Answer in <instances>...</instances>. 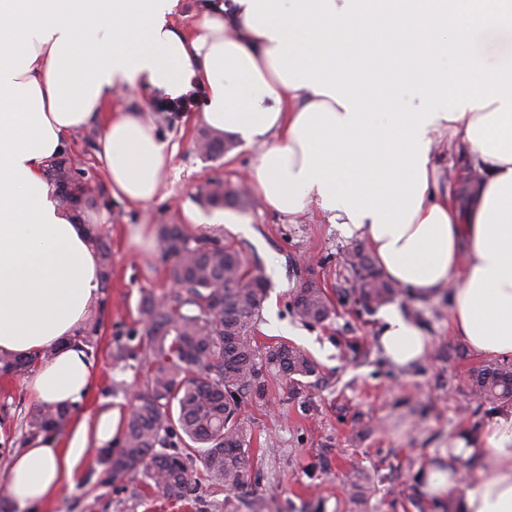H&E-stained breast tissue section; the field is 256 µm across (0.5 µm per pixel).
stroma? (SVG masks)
<instances>
[{
  "instance_id": "obj_1",
  "label": "stroma",
  "mask_w": 512,
  "mask_h": 512,
  "mask_svg": "<svg viewBox=\"0 0 512 512\" xmlns=\"http://www.w3.org/2000/svg\"><path fill=\"white\" fill-rule=\"evenodd\" d=\"M203 101V92L195 90L174 102L169 118L153 114L174 154L162 192L137 206L115 199L105 188L96 142L85 141L79 133L72 138V157L101 185L96 205L84 214L96 216V228L111 249L112 277L98 313L99 330L88 346L94 384L71 420L93 421L104 408L127 413L129 391L140 389L146 380V367L120 359L117 348L143 329L142 296L174 289L155 235L162 224L226 238L247 261L259 262L269 290L258 340L299 346L318 365L319 378L295 398L273 379L268 402L246 399L252 442L248 483L242 490L215 493L203 488L196 501L184 505L145 491L137 477L107 485L92 446L43 512H257L264 502L278 505V512H417L411 500L423 495L426 471L446 460L449 440L493 415L489 408L467 405L457 391L459 382L484 365V358L455 354L460 340L449 329L447 296L416 302L404 293L398 303L423 327L432 345L422 363L408 369L392 366L376 343L377 311L363 310L343 293L352 280L343 262L352 241L317 212L290 219L257 199L242 209L245 223L208 224L212 209L197 198L200 177L240 187V176L258 149L239 142L216 160L199 153L195 138L202 127L198 114ZM190 212L205 217V224H189ZM144 224L150 234L137 236ZM309 275L333 302L330 319L321 324H303L292 313L293 299ZM120 380L128 393H113V382ZM35 408L24 378H0V473L26 441V419Z\"/></svg>"
}]
</instances>
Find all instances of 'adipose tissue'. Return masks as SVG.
I'll return each mask as SVG.
<instances>
[{
    "mask_svg": "<svg viewBox=\"0 0 512 512\" xmlns=\"http://www.w3.org/2000/svg\"><path fill=\"white\" fill-rule=\"evenodd\" d=\"M178 2L0 0V355L53 349L32 398L70 407L90 391L76 336L104 295L91 227L59 206L48 167L96 124L114 197L152 200L170 166L148 113L109 111L124 85L172 101L203 89L201 122L258 146L247 179L268 209H314L363 237L386 279L451 293V332L472 352L512 359V0H200L190 31L170 21ZM443 145L467 147L471 177L440 183ZM379 317L391 363L424 360L415 319L394 304ZM117 420L77 424L64 451L36 435L0 487L39 512ZM451 446L424 491L456 494V512H512V409ZM467 461L479 478L464 489Z\"/></svg>",
    "mask_w": 512,
    "mask_h": 512,
    "instance_id": "obj_1",
    "label": "adipose tissue"
}]
</instances>
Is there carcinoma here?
Wrapping results in <instances>:
<instances>
[{"mask_svg": "<svg viewBox=\"0 0 512 512\" xmlns=\"http://www.w3.org/2000/svg\"><path fill=\"white\" fill-rule=\"evenodd\" d=\"M197 142L211 159L229 152L233 143L202 130ZM49 169L55 186L63 172L82 185L80 169ZM210 207H242L246 194L224 188L213 179L197 190ZM160 248L172 261L170 274L178 290L162 302L148 293L141 300L145 328L134 345L118 348V356L148 366L145 389L128 413L119 448L98 455L104 482L141 476L173 502L194 501L201 484L215 492L242 489L247 481L251 430L242 417L243 399L264 400L268 378L284 382L296 396L317 376L314 361L299 347L283 341L258 343L255 329L267 298L268 277L262 265L249 264L240 250L217 236L185 232L177 224L158 229ZM103 283L112 275L109 246L91 235ZM344 261L354 278L350 292L370 310L389 301L393 284L381 276L372 256L356 244ZM305 324L330 319L332 304L324 288L309 279L293 304ZM52 356L43 349L28 357H0V375L18 377ZM460 391L492 406L512 405V360L484 365L471 373ZM71 410L42 406L29 415L30 435L62 431Z\"/></svg>", "mask_w": 512, "mask_h": 512, "instance_id": "obj_1", "label": "carcinoma"}]
</instances>
